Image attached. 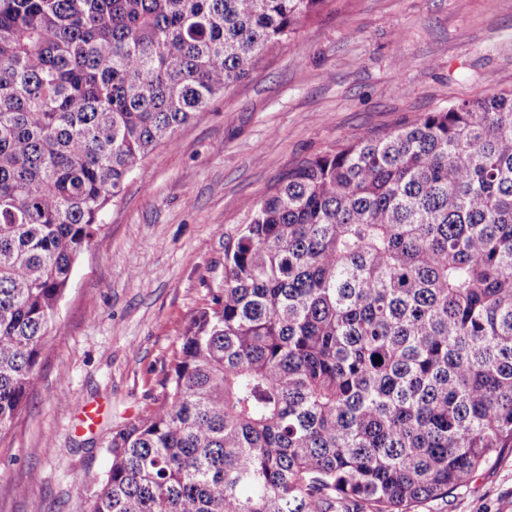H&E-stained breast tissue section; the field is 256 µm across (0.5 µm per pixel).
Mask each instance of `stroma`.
Returning <instances> with one entry per match:
<instances>
[{"mask_svg": "<svg viewBox=\"0 0 512 512\" xmlns=\"http://www.w3.org/2000/svg\"><path fill=\"white\" fill-rule=\"evenodd\" d=\"M511 89L512 0H327L106 209L0 438V512H85L113 431L162 396L184 327L224 284L226 244L289 170ZM415 512H512V448Z\"/></svg>", "mask_w": 512, "mask_h": 512, "instance_id": "obj_1", "label": "stroma"}]
</instances>
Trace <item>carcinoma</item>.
Segmentation results:
<instances>
[{"label": "carcinoma", "instance_id": "obj_1", "mask_svg": "<svg viewBox=\"0 0 512 512\" xmlns=\"http://www.w3.org/2000/svg\"><path fill=\"white\" fill-rule=\"evenodd\" d=\"M324 2L0 0V435L126 180ZM253 209L88 512H412L512 448V90Z\"/></svg>", "mask_w": 512, "mask_h": 512}]
</instances>
